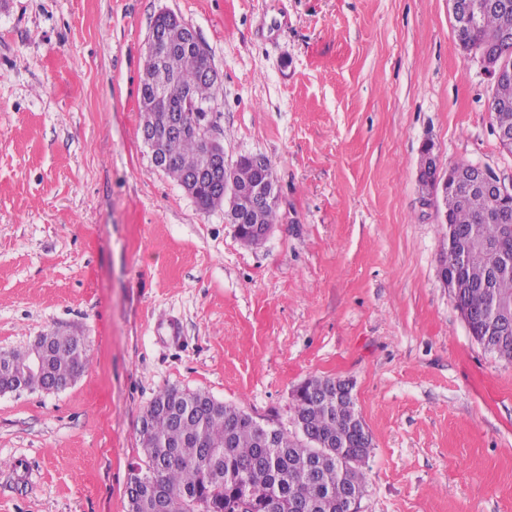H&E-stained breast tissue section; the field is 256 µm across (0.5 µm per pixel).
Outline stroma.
<instances>
[{
	"mask_svg": "<svg viewBox=\"0 0 512 512\" xmlns=\"http://www.w3.org/2000/svg\"><path fill=\"white\" fill-rule=\"evenodd\" d=\"M164 11L221 76L226 161L274 168L260 244L141 138ZM492 87L448 0H0V351L91 349L68 388L0 395V512H127L159 391L290 431L314 377L350 381L372 434L360 512H512V362L470 335L418 181L428 144L512 180Z\"/></svg>",
	"mask_w": 512,
	"mask_h": 512,
	"instance_id": "1",
	"label": "stroma"
}]
</instances>
